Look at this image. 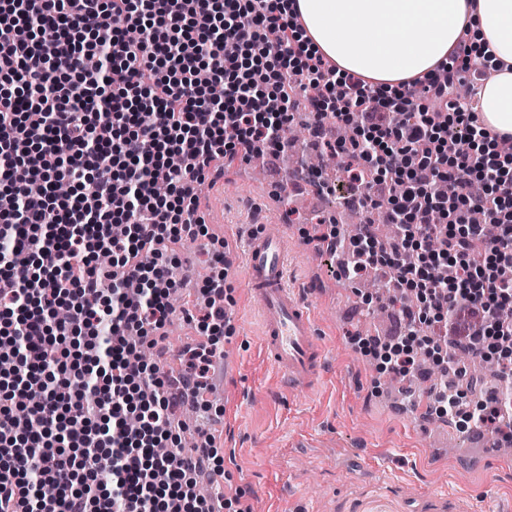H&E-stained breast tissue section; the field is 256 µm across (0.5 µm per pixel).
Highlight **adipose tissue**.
I'll return each instance as SVG.
<instances>
[{"mask_svg":"<svg viewBox=\"0 0 512 512\" xmlns=\"http://www.w3.org/2000/svg\"><path fill=\"white\" fill-rule=\"evenodd\" d=\"M309 49L391 89L447 62L463 30L498 69L479 92L485 123L512 136V0H291Z\"/></svg>","mask_w":512,"mask_h":512,"instance_id":"adipose-tissue-1","label":"adipose tissue"}]
</instances>
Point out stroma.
Returning a JSON list of instances; mask_svg holds the SVG:
<instances>
[{
	"label": "stroma",
	"mask_w": 512,
	"mask_h": 512,
	"mask_svg": "<svg viewBox=\"0 0 512 512\" xmlns=\"http://www.w3.org/2000/svg\"><path fill=\"white\" fill-rule=\"evenodd\" d=\"M288 156L271 155L261 181L248 161L225 167L205 184L203 208L224 209L208 237L173 244L179 262L175 296L185 301L210 276L207 254L223 250L225 307L231 331L221 336L223 382H210L193 407V432L208 435L218 455L200 483L238 499L241 512H512V446L497 454L486 437L458 420L430 415L408 392L417 380L386 392L387 373L353 344L356 336L391 340L398 310L372 320L368 293L330 268L315 243L323 228L308 207L281 201ZM278 221L292 252L291 276L308 302L329 360L320 387L292 394L278 383L259 346L260 325L242 261L249 227ZM162 328L150 361L172 376L186 347L205 343L181 313Z\"/></svg>",
	"instance_id": "35a3bbf8"
}]
</instances>
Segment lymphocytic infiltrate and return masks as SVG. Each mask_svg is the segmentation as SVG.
Masks as SVG:
<instances>
[{"instance_id":"lymphocytic-infiltrate-1","label":"lymphocytic infiltrate","mask_w":512,"mask_h":512,"mask_svg":"<svg viewBox=\"0 0 512 512\" xmlns=\"http://www.w3.org/2000/svg\"><path fill=\"white\" fill-rule=\"evenodd\" d=\"M302 35L287 0H0V512H215L198 486L211 441L157 449L220 351L223 251L188 312L209 341L185 350L179 394L131 356L173 312L170 244L208 234L207 172L284 148L302 96L315 124L354 130L324 150L364 186L362 210L399 228L387 243L365 225L345 271H388L407 321L392 343L354 344L401 376L424 352L460 380V352L494 362L501 386L468 410L440 388L435 411L512 437V155L455 94L490 69L463 37L440 73L387 93ZM39 482L57 495L37 497Z\"/></svg>"}]
</instances>
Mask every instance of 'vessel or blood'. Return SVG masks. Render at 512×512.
Here are the masks:
<instances>
[{
	"mask_svg": "<svg viewBox=\"0 0 512 512\" xmlns=\"http://www.w3.org/2000/svg\"><path fill=\"white\" fill-rule=\"evenodd\" d=\"M246 281L259 316L261 348L283 384L293 392L313 390L326 352L310 307L288 279V246L279 224L251 230L244 252Z\"/></svg>",
	"mask_w": 512,
	"mask_h": 512,
	"instance_id": "obj_1",
	"label": "vessel or blood"
}]
</instances>
